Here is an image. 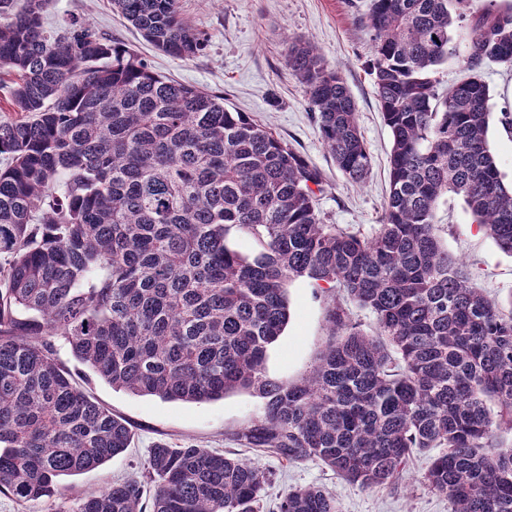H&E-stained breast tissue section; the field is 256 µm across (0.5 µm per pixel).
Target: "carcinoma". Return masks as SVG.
I'll use <instances>...</instances> for the list:
<instances>
[{
    "label": "carcinoma",
    "mask_w": 512,
    "mask_h": 512,
    "mask_svg": "<svg viewBox=\"0 0 512 512\" xmlns=\"http://www.w3.org/2000/svg\"><path fill=\"white\" fill-rule=\"evenodd\" d=\"M111 2L156 49L206 50L179 0ZM46 3L0 0L12 77L0 107V492L53 512H259L267 473L164 443L123 482L70 497L62 478L124 452L131 431L77 385L62 340L114 389L190 403L256 394L262 415L237 440L316 459L363 491L442 448L424 482L451 512H512V306L469 285L436 217L454 194L512 256V186L489 147L481 76L512 64V7L372 0L366 70L392 148L380 224L364 236L325 223L321 173L269 127L81 23L46 29ZM462 41L467 76L442 92L433 74ZM286 58L336 167L365 182L371 157L341 72L307 40H289ZM299 278L332 297L328 334L310 374L279 382L266 352ZM279 512L341 508L309 486Z\"/></svg>",
    "instance_id": "obj_1"
}]
</instances>
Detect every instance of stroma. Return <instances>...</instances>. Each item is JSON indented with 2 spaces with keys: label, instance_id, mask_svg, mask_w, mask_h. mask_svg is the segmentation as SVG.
I'll return each instance as SVG.
<instances>
[{
  "label": "stroma",
  "instance_id": "1",
  "mask_svg": "<svg viewBox=\"0 0 512 512\" xmlns=\"http://www.w3.org/2000/svg\"><path fill=\"white\" fill-rule=\"evenodd\" d=\"M369 4L370 0H180L184 21L209 36L207 49L191 59L174 58L146 44L113 12L110 0H51L43 22L52 30L74 21L88 25L134 49L158 74L221 95L229 109L271 127L321 172L324 185L316 206L326 222L367 235L381 216L391 150L389 130L365 69L371 41L361 17ZM295 37L312 41L329 66L342 70L372 159L365 185L350 184L322 143L303 88L288 71L287 43ZM436 214L442 242L467 265L474 285L500 303L511 300L512 257L473 222L456 196L443 197ZM287 296L288 324L266 358L267 376L280 382L296 380L311 370L327 333V299L316 295L308 280L289 283ZM59 357L91 398L125 419L133 433L131 446L122 454L95 470L64 478L74 494L110 487L138 471L150 449L165 443L230 452L265 471L271 482L260 512H278L288 490L306 486L331 493L342 512H450L447 498L424 483L430 454H411L398 485L362 491L320 461L290 464L263 449L233 442V433L261 415L262 401L252 392L241 390L201 404L169 402L112 389L75 361L67 347H60Z\"/></svg>",
  "mask_w": 512,
  "mask_h": 512
}]
</instances>
